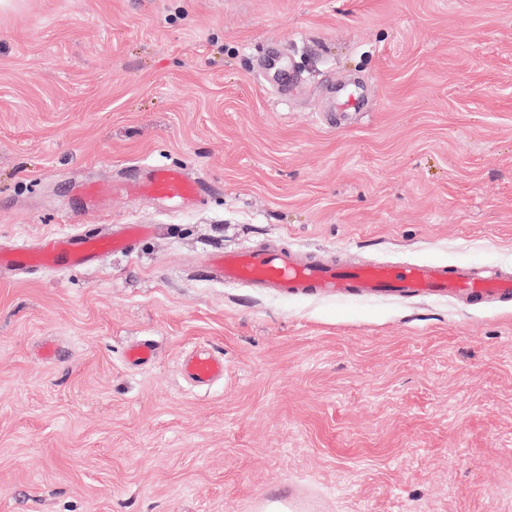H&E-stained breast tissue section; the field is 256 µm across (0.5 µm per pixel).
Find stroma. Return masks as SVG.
Instances as JSON below:
<instances>
[{
    "instance_id": "stroma-1",
    "label": "stroma",
    "mask_w": 512,
    "mask_h": 512,
    "mask_svg": "<svg viewBox=\"0 0 512 512\" xmlns=\"http://www.w3.org/2000/svg\"><path fill=\"white\" fill-rule=\"evenodd\" d=\"M145 163L211 191L127 194ZM118 224L154 230L0 271V512H512L511 298L203 276L244 246L512 275V0H12L0 240ZM157 348L154 341L144 340L133 346L126 355V359L134 366H144L152 363L156 357ZM181 371L195 386L206 387L224 377V357L209 352L192 353L184 357Z\"/></svg>"
}]
</instances>
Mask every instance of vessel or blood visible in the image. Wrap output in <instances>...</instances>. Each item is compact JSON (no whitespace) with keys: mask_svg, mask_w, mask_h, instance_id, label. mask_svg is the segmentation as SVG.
<instances>
[{"mask_svg":"<svg viewBox=\"0 0 512 512\" xmlns=\"http://www.w3.org/2000/svg\"><path fill=\"white\" fill-rule=\"evenodd\" d=\"M137 194L174 206H190L207 193L206 182L184 169L152 164L145 176L133 180ZM149 231L145 224H128L107 235L81 231L52 234L37 249L0 251V267L22 273L32 266L47 269L78 268L107 252L131 249ZM210 280L229 286L255 284L291 294L335 295L364 293L397 296H438L469 302L512 296V277L480 271L465 265L377 264L348 268L336 264L306 263L286 251L243 248L213 254L206 266ZM184 377L198 387L209 386L224 375V359L204 352L184 357Z\"/></svg>","mask_w":512,"mask_h":512,"instance_id":"obj_1","label":"vessel or blood"}]
</instances>
